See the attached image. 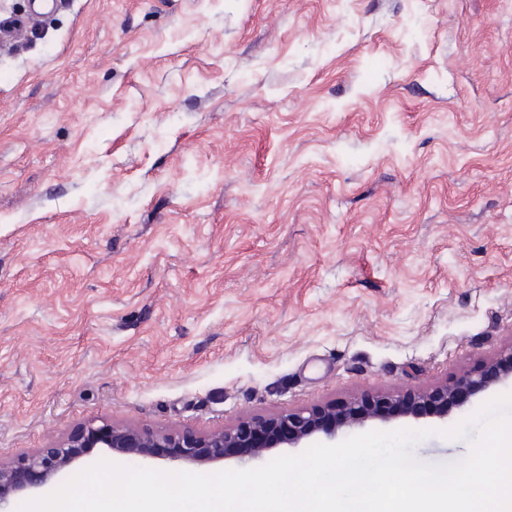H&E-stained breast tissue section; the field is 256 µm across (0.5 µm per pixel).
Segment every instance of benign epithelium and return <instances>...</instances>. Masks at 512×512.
<instances>
[{
    "instance_id": "benign-epithelium-1",
    "label": "benign epithelium",
    "mask_w": 512,
    "mask_h": 512,
    "mask_svg": "<svg viewBox=\"0 0 512 512\" xmlns=\"http://www.w3.org/2000/svg\"><path fill=\"white\" fill-rule=\"evenodd\" d=\"M508 381L512 382V347L482 368L418 394L333 402L319 409L254 419L204 435L138 431L109 422H90L58 444L13 462H0V510L16 494L42 486L66 471L87 448H108L118 455L142 459L161 456L179 464L202 465L226 458L245 463L283 445L296 448L314 436L332 439L345 428L419 417L422 412L417 404L434 399L443 405L433 406L427 413L444 419L449 409L464 405L493 384Z\"/></svg>"
}]
</instances>
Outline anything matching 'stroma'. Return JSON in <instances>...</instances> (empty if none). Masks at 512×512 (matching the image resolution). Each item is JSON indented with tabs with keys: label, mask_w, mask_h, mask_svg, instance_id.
<instances>
[{
	"label": "stroma",
	"mask_w": 512,
	"mask_h": 512,
	"mask_svg": "<svg viewBox=\"0 0 512 512\" xmlns=\"http://www.w3.org/2000/svg\"><path fill=\"white\" fill-rule=\"evenodd\" d=\"M0 460L512 347V0H0ZM429 430L426 464L463 459Z\"/></svg>",
	"instance_id": "obj_1"
}]
</instances>
